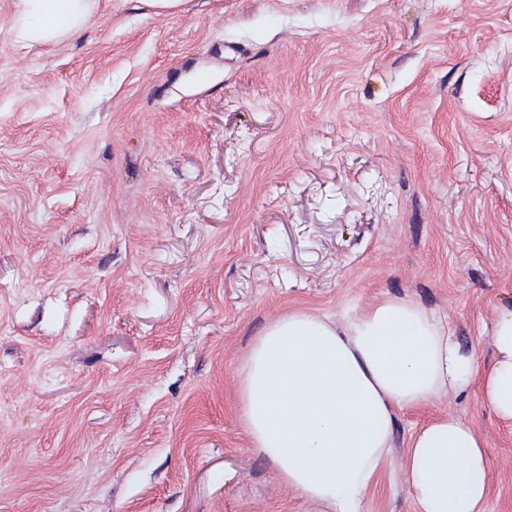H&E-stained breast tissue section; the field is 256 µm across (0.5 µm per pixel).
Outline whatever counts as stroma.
Segmentation results:
<instances>
[{
    "label": "stroma",
    "mask_w": 512,
    "mask_h": 512,
    "mask_svg": "<svg viewBox=\"0 0 512 512\" xmlns=\"http://www.w3.org/2000/svg\"><path fill=\"white\" fill-rule=\"evenodd\" d=\"M0 0V512H317L238 387L275 319L386 298L480 369L512 303V0H90L65 39ZM396 414L365 512H413Z\"/></svg>",
    "instance_id": "35a3bbf8"
}]
</instances>
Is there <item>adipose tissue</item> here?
Returning a JSON list of instances; mask_svg holds the SVG:
<instances>
[{
	"mask_svg": "<svg viewBox=\"0 0 512 512\" xmlns=\"http://www.w3.org/2000/svg\"><path fill=\"white\" fill-rule=\"evenodd\" d=\"M20 39L65 38L85 20L89 0H18ZM493 363L475 355L446 317L389 298L327 316L298 310L272 322L254 344L239 397L255 448L281 480L319 512H365L388 462L395 414L479 382L484 402L512 421V308L490 329ZM415 512H485L490 468L485 443L455 416L411 436L403 464Z\"/></svg>",
	"mask_w": 512,
	"mask_h": 512,
	"instance_id": "obj_1",
	"label": "adipose tissue"
}]
</instances>
